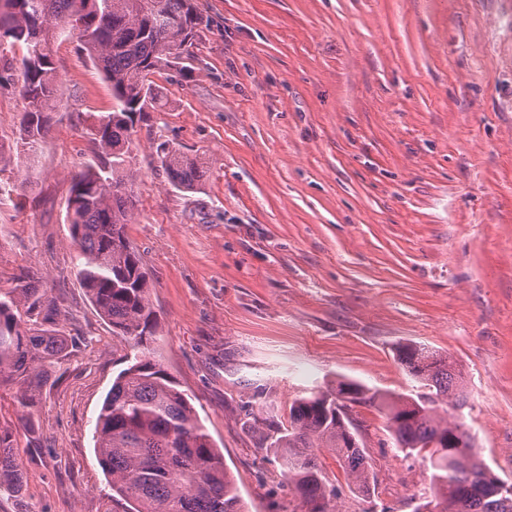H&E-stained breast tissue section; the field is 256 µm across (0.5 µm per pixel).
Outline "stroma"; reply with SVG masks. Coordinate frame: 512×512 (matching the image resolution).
Here are the masks:
<instances>
[{
  "label": "stroma",
  "mask_w": 512,
  "mask_h": 512,
  "mask_svg": "<svg viewBox=\"0 0 512 512\" xmlns=\"http://www.w3.org/2000/svg\"><path fill=\"white\" fill-rule=\"evenodd\" d=\"M193 72L153 80L164 103L135 127L131 244L152 272L156 347L247 512H304L260 449L298 397L350 380L416 396L396 343L451 356L455 415L512 483V0H196ZM69 82L35 157L0 200V289L35 272L69 347L17 432L22 489L0 512H122L93 429L124 347L75 276L70 176L96 159L87 117L112 88L74 37L53 47ZM197 156L173 188L155 142ZM351 416L374 491L318 458L338 512H413L423 457L396 448L377 408Z\"/></svg>",
  "instance_id": "35a3bbf8"
}]
</instances>
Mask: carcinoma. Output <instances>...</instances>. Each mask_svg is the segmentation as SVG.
Wrapping results in <instances>:
<instances>
[{"label":"carcinoma","mask_w":512,"mask_h":512,"mask_svg":"<svg viewBox=\"0 0 512 512\" xmlns=\"http://www.w3.org/2000/svg\"><path fill=\"white\" fill-rule=\"evenodd\" d=\"M0 90L16 89L23 109L16 147L34 154L48 133L60 89L53 43L77 37L90 61L110 82L115 107L91 116L89 135L99 159L71 176L68 198L71 241L80 287L98 315L124 343L125 367L112 382L94 425L95 451L110 480L112 499L130 512H245L224 456L198 420L190 397L165 369L153 344L159 318L150 300L151 275L125 229L135 217L133 132L145 113L162 106L152 75L188 72V48L203 24L195 0H0ZM180 36L184 56H174L170 37ZM22 48L15 56V46ZM160 167L176 189L192 192L203 177L197 157L162 142ZM11 153L0 144V196L11 193ZM0 290V387H16L18 421L29 444L40 447L34 413L48 382V368L65 356L56 302L21 271ZM400 365L428 392L418 399L371 390L354 381L295 399L288 426L262 449L281 462L288 493L305 512H336L338 491L317 462L328 448L355 492L372 491L371 465L352 419L336 403L347 394L384 412L396 447L425 452L430 504L437 512H512V494L481 457L462 425L436 413V403L467 404L461 372L448 355L418 343L396 348ZM15 434L0 426V495L17 493L21 466L10 453Z\"/></svg>","instance_id":"obj_1"}]
</instances>
